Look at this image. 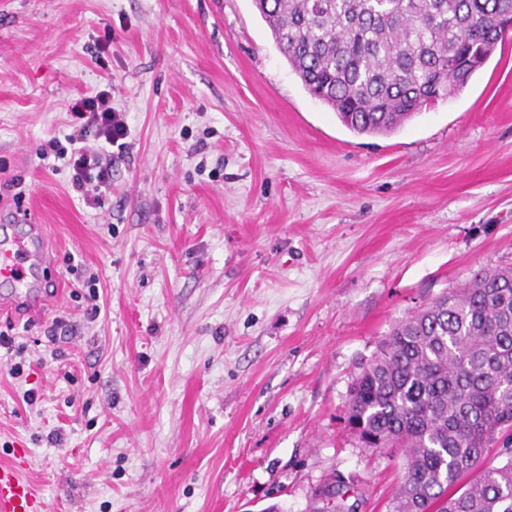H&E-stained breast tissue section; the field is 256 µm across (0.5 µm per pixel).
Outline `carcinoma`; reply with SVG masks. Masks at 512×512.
Wrapping results in <instances>:
<instances>
[{"instance_id":"carcinoma-1","label":"carcinoma","mask_w":512,"mask_h":512,"mask_svg":"<svg viewBox=\"0 0 512 512\" xmlns=\"http://www.w3.org/2000/svg\"><path fill=\"white\" fill-rule=\"evenodd\" d=\"M306 90L361 135L396 131L465 88L512 0H253ZM347 423L405 457L389 512H512L505 461L457 486L512 428V267L481 269L390 331L355 376ZM332 475L311 512H354Z\"/></svg>"}]
</instances>
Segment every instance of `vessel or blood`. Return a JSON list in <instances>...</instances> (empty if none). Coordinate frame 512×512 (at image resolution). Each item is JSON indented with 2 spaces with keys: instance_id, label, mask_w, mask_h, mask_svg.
Returning <instances> with one entry per match:
<instances>
[{
  "instance_id": "b4317fda",
  "label": "vessel or blood",
  "mask_w": 512,
  "mask_h": 512,
  "mask_svg": "<svg viewBox=\"0 0 512 512\" xmlns=\"http://www.w3.org/2000/svg\"><path fill=\"white\" fill-rule=\"evenodd\" d=\"M51 256L42 225L13 233L0 244V285L7 295L0 297V314L18 313L32 318L49 310L56 294L37 279L36 272L50 263ZM23 451H14L11 460L0 464V512H45L44 503L23 479Z\"/></svg>"
}]
</instances>
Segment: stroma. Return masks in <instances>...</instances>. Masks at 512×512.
Here are the masks:
<instances>
[{"instance_id":"stroma-1","label":"stroma","mask_w":512,"mask_h":512,"mask_svg":"<svg viewBox=\"0 0 512 512\" xmlns=\"http://www.w3.org/2000/svg\"><path fill=\"white\" fill-rule=\"evenodd\" d=\"M101 90L127 133L89 206L43 151ZM11 212L45 225L39 278L61 293L0 316L31 363L12 378L0 348V463L27 449L48 512H309L332 473L387 512L404 458L349 430L351 385L400 321L512 267V40L463 91L359 135L252 0H0ZM73 265L100 281L97 320Z\"/></svg>"}]
</instances>
